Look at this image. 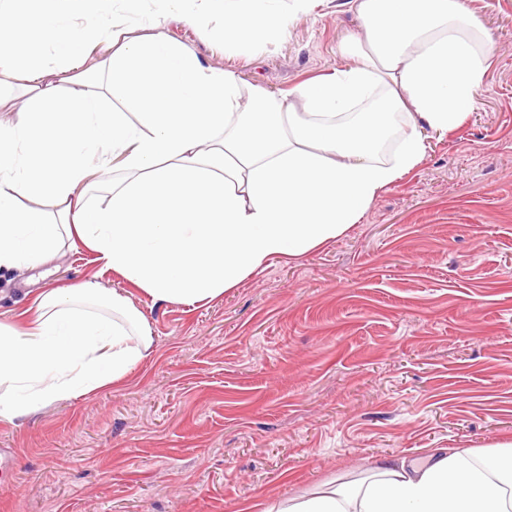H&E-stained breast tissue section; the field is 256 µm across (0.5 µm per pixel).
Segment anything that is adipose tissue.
<instances>
[{
    "instance_id": "1",
    "label": "adipose tissue",
    "mask_w": 512,
    "mask_h": 512,
    "mask_svg": "<svg viewBox=\"0 0 512 512\" xmlns=\"http://www.w3.org/2000/svg\"><path fill=\"white\" fill-rule=\"evenodd\" d=\"M312 6L0 0V269L46 265L77 242L153 301L193 305L355 224L421 161L424 131L472 112L491 48L465 0H346L362 28L347 64L288 98L168 35L188 23L249 61ZM102 47L109 59L86 68ZM103 73L108 102L90 90ZM152 346L122 291L43 289L24 321H0V421L100 392ZM370 473L265 512H512L510 441L382 457Z\"/></svg>"
}]
</instances>
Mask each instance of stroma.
I'll list each match as a JSON object with an SVG mask.
<instances>
[{"label": "stroma", "instance_id": "stroma-1", "mask_svg": "<svg viewBox=\"0 0 512 512\" xmlns=\"http://www.w3.org/2000/svg\"><path fill=\"white\" fill-rule=\"evenodd\" d=\"M337 2L248 63L190 24L169 35L286 94L345 65L360 23ZM466 4L493 47L473 112L428 134L340 237L192 306L152 302L80 245L0 271L1 321L39 289L94 281L123 290L154 339L112 387L0 421L18 458L0 512H264L380 456L512 441V0Z\"/></svg>", "mask_w": 512, "mask_h": 512}]
</instances>
